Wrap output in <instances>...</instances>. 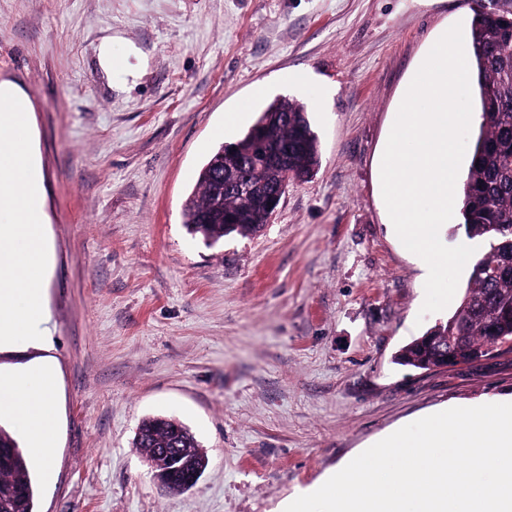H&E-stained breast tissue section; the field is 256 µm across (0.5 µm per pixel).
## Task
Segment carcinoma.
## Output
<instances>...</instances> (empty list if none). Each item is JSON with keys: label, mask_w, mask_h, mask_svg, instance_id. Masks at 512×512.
<instances>
[{"label": "carcinoma", "mask_w": 512, "mask_h": 512, "mask_svg": "<svg viewBox=\"0 0 512 512\" xmlns=\"http://www.w3.org/2000/svg\"><path fill=\"white\" fill-rule=\"evenodd\" d=\"M468 67L479 123L463 179L462 222L453 225L450 234L462 225L484 249L453 314L396 353L397 363L421 370L441 366L446 351L462 363L512 354V0H504L501 9L476 2ZM260 143L269 155L284 156L281 168L294 179L308 178L320 165V143L306 106L273 101L239 140L215 149L199 171L196 190L183 210V224L190 235L208 243L231 234L252 236L264 229L269 212L262 197L276 187H288V179L278 171L265 178L257 199L241 204L226 190L224 210L212 207L224 186L226 170L248 175ZM134 445L146 456L165 450L183 453L200 471L209 462L191 431L171 417L143 420ZM0 448L16 449L0 469V512H36V490L24 451L1 425Z\"/></svg>", "instance_id": "carcinoma-1"}]
</instances>
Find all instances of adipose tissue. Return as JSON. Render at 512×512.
I'll return each mask as SVG.
<instances>
[{
    "label": "adipose tissue",
    "mask_w": 512,
    "mask_h": 512,
    "mask_svg": "<svg viewBox=\"0 0 512 512\" xmlns=\"http://www.w3.org/2000/svg\"><path fill=\"white\" fill-rule=\"evenodd\" d=\"M56 381L48 366L32 365L0 375V417L22 430L28 450L49 463L55 448Z\"/></svg>",
    "instance_id": "1"
}]
</instances>
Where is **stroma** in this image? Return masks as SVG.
Listing matches in <instances>:
<instances>
[{
	"mask_svg": "<svg viewBox=\"0 0 512 512\" xmlns=\"http://www.w3.org/2000/svg\"><path fill=\"white\" fill-rule=\"evenodd\" d=\"M473 0H0V80L16 83L42 172L47 341L0 371L57 377L52 481L38 512H275L390 430L512 400V354L395 363L425 271L399 240L380 165L429 43ZM129 71L105 73L99 46ZM306 105L316 174L255 236L192 238L182 210L219 144L272 101ZM157 415L208 452L161 491L134 446Z\"/></svg>",
	"mask_w": 512,
	"mask_h": 512,
	"instance_id": "obj_1",
	"label": "stroma"
}]
</instances>
